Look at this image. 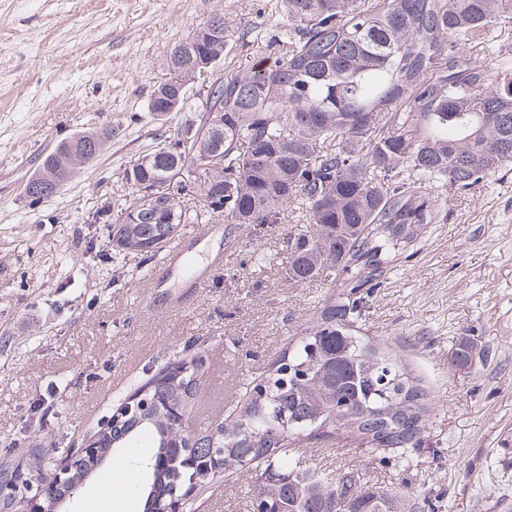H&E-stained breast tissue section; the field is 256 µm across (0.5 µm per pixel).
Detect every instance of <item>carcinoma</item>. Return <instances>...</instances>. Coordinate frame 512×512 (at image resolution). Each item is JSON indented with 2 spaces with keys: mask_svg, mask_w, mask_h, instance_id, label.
I'll use <instances>...</instances> for the list:
<instances>
[{
  "mask_svg": "<svg viewBox=\"0 0 512 512\" xmlns=\"http://www.w3.org/2000/svg\"><path fill=\"white\" fill-rule=\"evenodd\" d=\"M282 52L267 67L214 80L192 100H175L205 58L222 59L228 26L219 17L177 43L173 76L148 99L146 114L185 112L173 138L123 172L136 193L113 202L109 228L118 256H156L166 214L143 208L158 195L184 224H275L294 206L306 229L292 232L288 281L324 279L335 290L310 326L258 384L245 388L236 419L196 435L195 447H167L174 411L192 412L201 376L173 380L169 363L129 395L148 407L112 427L113 448L76 469L100 479L108 455L149 471L132 488L145 512L190 484L206 494L247 471L253 512H409L402 493L364 488L353 471H316L290 455L294 440L342 432L377 455L403 456L420 445L431 402L383 344L357 334L365 295L383 282L421 231L437 223L435 186L467 190L512 162V44L487 60L476 45L494 41L512 19V0H281ZM224 122L203 129L211 111ZM111 137L82 131L44 157L39 169L60 181L69 158L92 162ZM178 179H173L174 174ZM152 250H146L148 245ZM479 354L466 338L451 364ZM148 435L155 451L134 453Z\"/></svg>",
  "mask_w": 512,
  "mask_h": 512,
  "instance_id": "obj_1",
  "label": "carcinoma"
}]
</instances>
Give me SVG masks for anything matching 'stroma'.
<instances>
[{"mask_svg":"<svg viewBox=\"0 0 512 512\" xmlns=\"http://www.w3.org/2000/svg\"><path fill=\"white\" fill-rule=\"evenodd\" d=\"M220 15L234 33L222 67L250 70L257 54L244 28L274 40L279 0H0V449L50 453L107 419L118 395L194 345L204 361L193 430L232 414L244 381L275 367L331 294L328 282L289 283L288 231L220 224L203 235L182 225L192 254L223 262L186 295L180 275L155 288L134 263L112 264L109 227L96 216L128 188L134 160L172 136L175 113L145 116L169 77L174 44ZM108 127L101 155L71 173L50 199L31 204L25 181L75 133ZM439 223L404 253L364 301L362 336L387 344L433 404L406 461L368 454L349 436L294 442L311 467L358 473L366 487L409 494L416 512H512V165L465 191L440 190ZM266 264H257V254ZM485 350L451 365L460 337ZM55 413L43 417L47 406ZM111 482L78 486L69 512L112 491L116 512H143L131 495L144 469L109 463ZM247 476L205 498L200 512H248Z\"/></svg>","mask_w":512,"mask_h":512,"instance_id":"1","label":"stroma"}]
</instances>
